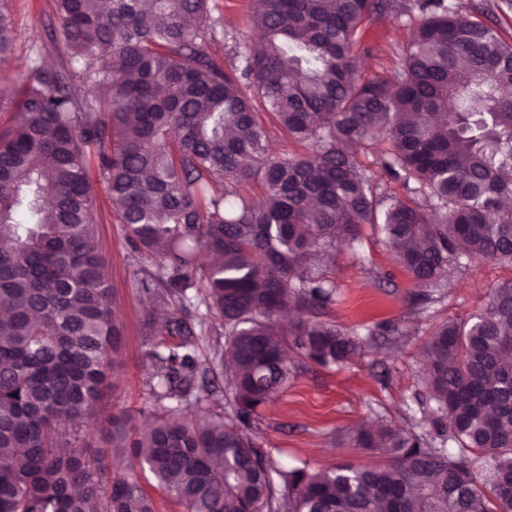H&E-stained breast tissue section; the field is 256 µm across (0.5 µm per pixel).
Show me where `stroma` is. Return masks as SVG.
Wrapping results in <instances>:
<instances>
[{
	"mask_svg": "<svg viewBox=\"0 0 512 512\" xmlns=\"http://www.w3.org/2000/svg\"><path fill=\"white\" fill-rule=\"evenodd\" d=\"M398 12L373 25L354 51L363 68L393 76L401 67L402 52L422 14L417 0H398ZM466 15L478 16L512 43V0H445ZM214 29L207 43L213 58L224 64L235 60L238 46L254 42L256 35L251 0H207ZM14 26L13 53L0 70V85L9 94L0 101V135L16 123L19 100L18 73L30 63V47L38 45L48 64H56L63 48L51 41L58 24L55 0H10ZM96 239L106 261L112 306L122 327L120 358L123 363L105 389L97 422L119 408L147 409L146 380L151 370L147 356L154 339L146 334L147 296L136 273L137 265L107 194L98 198ZM338 288L328 318L359 332L381 323L409 327L411 335L394 347L383 336L374 346L344 368L303 364L288 385L260 412L252 432L255 443L275 467L306 461L317 470L369 462L366 451L351 440L355 429L378 419L412 429L421 416L418 383L420 348L434 325L466 318L482 309L494 286L512 280V264L477 260L454 273L444 295L416 310L419 288L399 266L380 234L363 225L355 248H341L323 268Z\"/></svg>",
	"mask_w": 512,
	"mask_h": 512,
	"instance_id": "obj_1",
	"label": "stroma"
}]
</instances>
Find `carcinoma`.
Here are the masks:
<instances>
[{
	"instance_id": "cac0c4a2",
	"label": "carcinoma",
	"mask_w": 512,
	"mask_h": 512,
	"mask_svg": "<svg viewBox=\"0 0 512 512\" xmlns=\"http://www.w3.org/2000/svg\"><path fill=\"white\" fill-rule=\"evenodd\" d=\"M56 2L65 57L46 67L33 48L0 136V512H155L137 474H112L116 456L185 512H512V281L433 330L415 429L353 437L385 462L275 470L246 434L288 385V350L329 367L370 347L374 330L324 319L336 286L319 273L360 225L424 287L418 306L454 269L512 262V43L422 0L390 78L358 72L352 47L394 0H253L263 48L227 68L206 49L207 0ZM12 43L0 0V64ZM256 99L305 152L267 155ZM376 143L426 207L378 192L347 150ZM94 171L145 264L146 325L162 315L179 341L149 351L153 423L112 414L92 456L80 425L122 366ZM194 305L224 330L220 411L204 402L216 380Z\"/></svg>"
}]
</instances>
